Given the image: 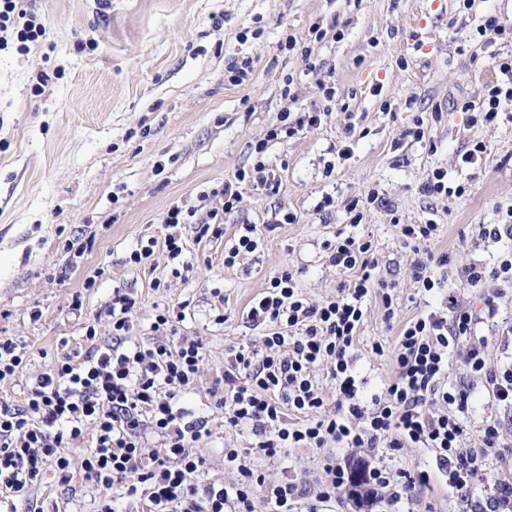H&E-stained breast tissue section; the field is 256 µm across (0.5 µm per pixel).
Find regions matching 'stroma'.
Segmentation results:
<instances>
[{"label": "stroma", "mask_w": 512, "mask_h": 512, "mask_svg": "<svg viewBox=\"0 0 512 512\" xmlns=\"http://www.w3.org/2000/svg\"><path fill=\"white\" fill-rule=\"evenodd\" d=\"M46 28L28 51H0V336L26 347L23 371L0 382V402L23 406L42 373L69 353L86 352L87 327L100 343L112 340L107 309L114 289L133 295L129 342L152 336L156 313L184 308L180 335L207 347L205 388L183 396L193 415L210 420L211 434L196 444L207 462L205 477L232 481L224 451L245 450L251 427L231 428L207 393L224 371L229 346H257L263 327L247 313L282 267L298 273L306 298L322 301L343 278L328 261L326 245L337 232L371 241L381 275L392 282L395 318L385 323L378 296L351 350L363 396L381 393L392 373L389 357L399 328L409 319L445 311L449 298L479 303L483 291L467 285L463 265L492 266L512 240L479 236L499 209L512 207V105L494 124L471 121L461 102L479 103L498 77L494 55L512 43L479 34L485 15L512 19V0H26ZM323 38H316V31ZM297 46L284 48L287 38ZM251 61L241 84L228 81L229 64ZM334 87L323 98L321 84ZM320 111L319 124L293 138L267 140L281 112L292 117ZM423 128V139L412 131ZM266 141L263 155L253 151ZM484 143L481 161L461 166L472 144ZM350 147L349 159L338 156ZM273 183L266 190L247 180L241 200L224 216V234L197 238L194 222L221 209L225 181L256 161ZM443 169L463 197H431L422 182ZM377 190L382 205L366 209L360 224L350 200ZM331 207H324L325 198ZM192 213L176 229L184 246L178 269L163 240L171 206ZM295 217L293 223L284 214ZM435 221L429 245L447 254L445 286L427 294L409 277L413 255L397 224ZM258 229V247L225 267L224 253L243 232ZM153 245L148 262L130 255ZM95 277L86 287L87 277ZM81 309H73V300ZM496 315L477 330L487 365L512 359V288L495 299ZM224 323H217V316ZM382 345L375 353L374 345ZM448 382L469 392L461 415L466 447L480 444L486 421L502 423L512 444V407L497 402L473 377L462 352L451 353ZM88 439L68 450L70 483L46 471L18 505L28 512H94L101 490L80 476ZM333 459L382 466L403 484L400 501L388 491L356 502L349 491L320 505V512H478L497 498L496 484L512 476V453L488 461L469 500L448 486L427 448H292L259 461L267 481L312 483Z\"/></svg>", "instance_id": "stroma-1"}]
</instances>
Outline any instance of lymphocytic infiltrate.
Instances as JSON below:
<instances>
[{"mask_svg": "<svg viewBox=\"0 0 512 512\" xmlns=\"http://www.w3.org/2000/svg\"><path fill=\"white\" fill-rule=\"evenodd\" d=\"M45 33L34 24L25 0H0V50L10 39L26 43ZM501 83L488 86L478 110L484 123L497 119L512 102V55L493 56ZM399 236L414 260L410 278L424 291L442 287L447 255L433 254L427 245L437 236L435 223L402 224ZM329 260L349 273L334 297L312 302L304 297L294 273L287 268L273 276L267 291L247 316L265 326L261 348L232 347L222 386L207 390L229 426H253L251 448L224 452V466L236 473L231 484L196 480L204 466L194 444L210 435L206 417L191 416L181 398L203 387L206 348L200 340L179 335L184 312L156 315L149 342L122 347L130 331L128 314L135 299L114 291L108 315L112 343L97 341L87 328L86 354H69L30 386L25 403L0 405V512H17L40 474L54 470L62 482L71 480L68 445L90 433L81 468L86 481L102 491L96 512H255L263 499L270 512H318L347 486L362 482L373 489L393 488L391 475L378 466L356 475L329 462L325 477L315 485L283 479L268 482L255 462L274 458L288 448L432 449L448 485L468 495L484 472L489 456H502L507 445L501 423L493 419L482 429L480 445H463L465 428L455 415L464 408L466 388L447 385L448 353L463 351L474 375L483 378L496 401L512 406V363L491 369L482 344L474 340L479 322L468 305L450 300L447 314L417 316L400 329L392 351L393 375L371 406L359 400V382L350 349L363 324L364 302L379 292L385 321L395 316L392 282L377 271L371 242L337 237L328 247ZM461 273L468 285L484 289L483 306L494 312L498 287L512 286V250L492 267L468 264ZM326 368L336 386L335 411L326 400L314 370ZM162 441L148 448L147 433Z\"/></svg>", "mask_w": 512, "mask_h": 512, "instance_id": "f902f5d3", "label": "lymphocytic infiltrate"}]
</instances>
